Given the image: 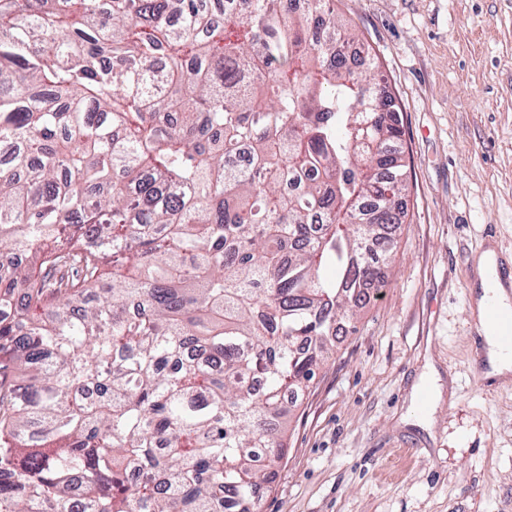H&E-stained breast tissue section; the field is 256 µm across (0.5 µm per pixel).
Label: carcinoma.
<instances>
[{"mask_svg": "<svg viewBox=\"0 0 512 512\" xmlns=\"http://www.w3.org/2000/svg\"><path fill=\"white\" fill-rule=\"evenodd\" d=\"M342 40L334 0H0V512H257L408 190Z\"/></svg>", "mask_w": 512, "mask_h": 512, "instance_id": "obj_1", "label": "carcinoma"}]
</instances>
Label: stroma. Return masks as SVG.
<instances>
[{"label":"stroma","mask_w":512,"mask_h":512,"mask_svg":"<svg viewBox=\"0 0 512 512\" xmlns=\"http://www.w3.org/2000/svg\"><path fill=\"white\" fill-rule=\"evenodd\" d=\"M399 106L410 191L354 331L290 403L260 512H512V377L475 361L478 259L512 271V0H336Z\"/></svg>","instance_id":"obj_1"}]
</instances>
